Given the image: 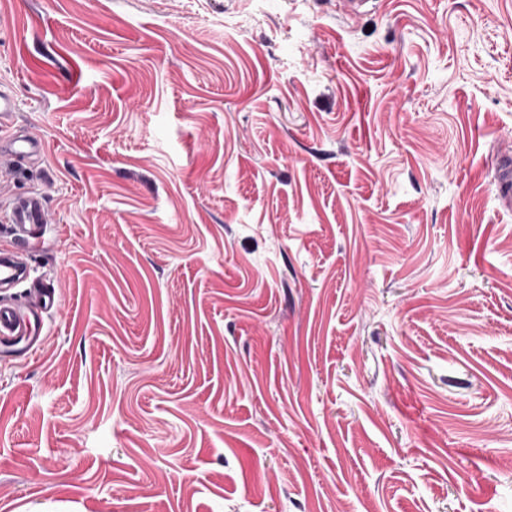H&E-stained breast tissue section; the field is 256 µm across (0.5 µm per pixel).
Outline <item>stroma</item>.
Here are the masks:
<instances>
[{"instance_id": "stroma-1", "label": "stroma", "mask_w": 512, "mask_h": 512, "mask_svg": "<svg viewBox=\"0 0 512 512\" xmlns=\"http://www.w3.org/2000/svg\"><path fill=\"white\" fill-rule=\"evenodd\" d=\"M0 512H512V0H0ZM14 109L15 100L11 91L0 88V146L16 157L26 158L40 151L42 144L29 137H17L10 133L8 120ZM10 221L16 236L26 241L29 251H38L45 245L39 233L44 222V200L39 193L19 197L11 209ZM30 269L21 263L13 250L0 246V288L4 292L18 284L28 282ZM31 325L29 316L12 303L0 301V349L10 350L20 343L30 355L39 348L34 338L30 336Z\"/></svg>"}]
</instances>
